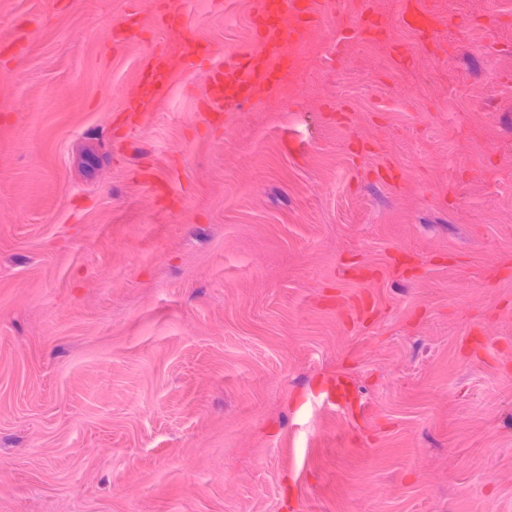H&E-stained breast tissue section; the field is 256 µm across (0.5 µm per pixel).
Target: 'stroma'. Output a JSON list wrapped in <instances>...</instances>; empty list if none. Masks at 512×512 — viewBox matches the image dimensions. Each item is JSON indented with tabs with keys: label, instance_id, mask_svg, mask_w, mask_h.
Instances as JSON below:
<instances>
[{
	"label": "stroma",
	"instance_id": "1",
	"mask_svg": "<svg viewBox=\"0 0 512 512\" xmlns=\"http://www.w3.org/2000/svg\"><path fill=\"white\" fill-rule=\"evenodd\" d=\"M489 9L447 0L408 54L313 52L308 103L205 127L176 79L130 130L155 43L244 52L253 0H0V44L32 31L0 70V512H512V16ZM349 265L378 278L360 323ZM337 373L366 414L322 404Z\"/></svg>",
	"mask_w": 512,
	"mask_h": 512
}]
</instances>
